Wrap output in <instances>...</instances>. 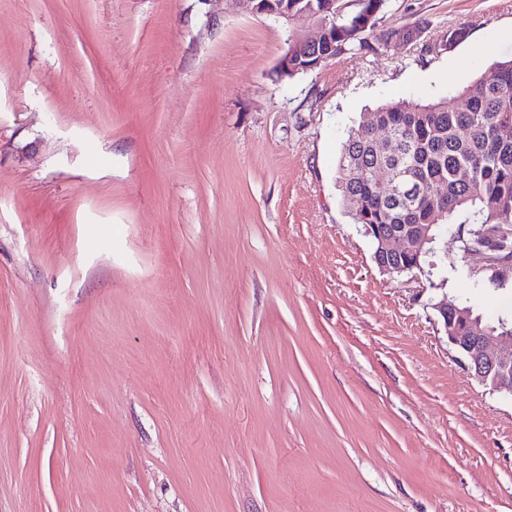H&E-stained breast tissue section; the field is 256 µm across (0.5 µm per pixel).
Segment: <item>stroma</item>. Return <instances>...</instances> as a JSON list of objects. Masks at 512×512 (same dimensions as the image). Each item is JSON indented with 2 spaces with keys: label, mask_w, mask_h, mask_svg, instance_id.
Listing matches in <instances>:
<instances>
[{
  "label": "stroma",
  "mask_w": 512,
  "mask_h": 512,
  "mask_svg": "<svg viewBox=\"0 0 512 512\" xmlns=\"http://www.w3.org/2000/svg\"><path fill=\"white\" fill-rule=\"evenodd\" d=\"M307 25L0 0V512H512V399L432 309L512 276L448 233L390 278L336 187L351 122L512 55V0H388L419 38L280 77Z\"/></svg>",
  "instance_id": "obj_1"
}]
</instances>
